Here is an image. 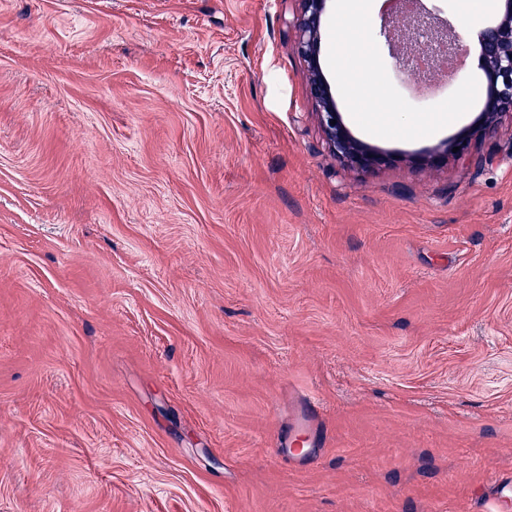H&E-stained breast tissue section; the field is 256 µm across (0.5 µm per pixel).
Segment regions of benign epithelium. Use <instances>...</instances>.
Listing matches in <instances>:
<instances>
[{
  "label": "benign epithelium",
  "mask_w": 512,
  "mask_h": 512,
  "mask_svg": "<svg viewBox=\"0 0 512 512\" xmlns=\"http://www.w3.org/2000/svg\"><path fill=\"white\" fill-rule=\"evenodd\" d=\"M299 2L300 11L291 21L297 34L295 48L306 65L309 93L316 104L326 142L340 163L362 171L375 169L385 162L384 156L349 132L322 70L321 36L328 0ZM501 2L503 11L498 19L477 34L479 69L486 88L480 121L465 133L441 143L428 159L430 163L466 156L473 138L489 133L502 115L512 112V0ZM380 35L402 70L414 57L422 55L433 60L445 57L451 63L469 49L456 25L438 18L422 0H407L400 14L381 16Z\"/></svg>",
  "instance_id": "benign-epithelium-1"
}]
</instances>
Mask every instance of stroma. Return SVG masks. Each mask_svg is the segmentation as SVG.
<instances>
[{
  "label": "stroma",
  "mask_w": 512,
  "mask_h": 512,
  "mask_svg": "<svg viewBox=\"0 0 512 512\" xmlns=\"http://www.w3.org/2000/svg\"><path fill=\"white\" fill-rule=\"evenodd\" d=\"M299 0H0V512H495L512 117L461 160L329 151ZM359 103L424 119L376 31ZM319 426L276 456L296 405Z\"/></svg>",
  "instance_id": "stroma-1"
}]
</instances>
